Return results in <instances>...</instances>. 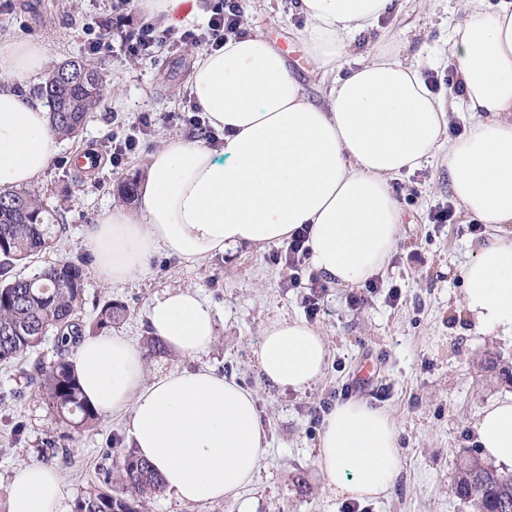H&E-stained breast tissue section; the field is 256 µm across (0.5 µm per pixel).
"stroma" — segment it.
I'll return each instance as SVG.
<instances>
[{
	"instance_id": "obj_1",
	"label": "stroma",
	"mask_w": 512,
	"mask_h": 512,
	"mask_svg": "<svg viewBox=\"0 0 512 512\" xmlns=\"http://www.w3.org/2000/svg\"><path fill=\"white\" fill-rule=\"evenodd\" d=\"M292 0H238L242 22L263 33L285 52L289 67L311 95L346 75L314 72L292 36L303 20L290 12ZM111 21L109 0H0V42L40 38L53 63L85 55L74 30L82 15ZM457 20L456 0H394L373 31V39L404 43L402 58L420 62L424 73L451 76L449 34ZM198 48L160 50L154 57L131 60L122 51L98 56L108 75L104 99L79 134L61 141L60 150L33 188L53 214V245L35 265L83 254L84 233L107 208L131 209L120 186L143 177L147 155L164 135L179 132L200 139V132L179 120L189 73ZM151 131L140 146L112 161V136L142 117ZM403 213L400 238L388 266L379 274L385 286L400 288L401 302L383 296L359 308L346 303L348 289L329 286L326 312L312 325L323 336L328 357L324 374L303 391L268 387L258 371L256 350L269 324L280 318L304 319L300 289L290 287L289 271L273 258L274 246L240 247L188 265L154 255L145 274L111 286L102 285L86 268V292L80 315L91 319L98 304L123 305L126 316L113 335L143 347L149 334L146 306L170 287L195 291L217 320L216 341L198 357L169 350L146 359L145 378L175 370L209 368L252 390L267 430L269 448L256 480L234 499L188 505L169 495L151 500L147 512H343L345 502L325 487L315 457L324 406L358 375L364 360L377 366L389 394L376 401L394 421L400 453V476L388 498L371 503V512H472L451 487L460 462L478 455L473 423L489 403L512 395V337L484 336L458 321L462 299L459 269L489 232L471 233L469 218L456 212L453 223L434 224L430 214L451 202L448 168L436 153L421 169L392 182ZM58 358L53 337H46L32 361L0 365V512H6V489L14 471L42 462L50 441L63 447L54 466L65 478L71 512L74 501L102 484L111 462L110 448L131 442L124 419L104 417L91 428L61 421L29 385L33 363L52 365Z\"/></svg>"
}]
</instances>
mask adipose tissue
Returning a JSON list of instances; mask_svg holds the SVG:
<instances>
[{
    "mask_svg": "<svg viewBox=\"0 0 512 512\" xmlns=\"http://www.w3.org/2000/svg\"><path fill=\"white\" fill-rule=\"evenodd\" d=\"M392 0H295V33L323 75L351 61L321 100H312L286 57L261 33L201 51L189 88L215 151L179 133L149 154L136 210H104L83 239L106 285L127 281L162 252L195 263L243 245H279L309 226V264L329 283L353 288L388 264L402 211L391 180L446 149L448 188L474 222L492 226L460 272L461 317L477 332L512 337V0H457L449 37L454 91L434 92L420 64L378 41L356 38ZM49 62L35 40L0 43V188L31 184L59 146L44 106L24 94ZM470 114L447 139L449 114ZM151 333L198 356L216 339L198 292L173 287L147 306ZM327 346L313 327L276 320L261 339L259 372L271 387L302 391L324 371ZM86 400L100 415L126 417L139 452L184 503L238 497L266 454L253 391L207 369L146 380L142 355L121 336H86L72 358ZM484 460L512 468V396L482 409L474 425ZM316 465L340 497L387 495L399 473L395 424L362 400L324 413ZM69 489L45 465L15 470L7 512H60Z\"/></svg>",
    "mask_w": 512,
    "mask_h": 512,
    "instance_id": "obj_1",
    "label": "adipose tissue"
}]
</instances>
